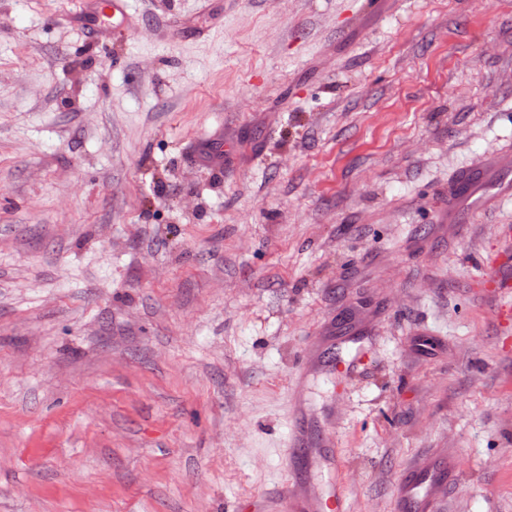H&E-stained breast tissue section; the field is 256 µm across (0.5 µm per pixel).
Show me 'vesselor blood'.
<instances>
[{
  "label": "vessel or blood",
  "instance_id": "1",
  "mask_svg": "<svg viewBox=\"0 0 512 512\" xmlns=\"http://www.w3.org/2000/svg\"><path fill=\"white\" fill-rule=\"evenodd\" d=\"M128 0H84L78 14L88 29L103 32L111 29L115 19L124 18ZM474 200L484 206L494 199H512V153L501 152L497 172L479 163L457 173L448 183V218L458 221V208L463 201ZM486 282L494 288L499 319L512 318V257L491 258ZM296 492L290 497V512H320L321 500L303 491L305 476L294 469ZM459 477L455 458L449 455L429 456L421 465L403 472L398 484L396 512H437V491L453 486Z\"/></svg>",
  "mask_w": 512,
  "mask_h": 512
}]
</instances>
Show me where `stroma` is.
Instances as JSON below:
<instances>
[{
	"instance_id": "35a3bbf8",
	"label": "stroma",
	"mask_w": 512,
	"mask_h": 512,
	"mask_svg": "<svg viewBox=\"0 0 512 512\" xmlns=\"http://www.w3.org/2000/svg\"><path fill=\"white\" fill-rule=\"evenodd\" d=\"M78 9L0 0V512H250L299 420L349 512L434 452L441 512H512V200L444 221L512 148V0ZM127 5V0L83 1L78 20L90 30L104 32L114 27V18L123 20ZM488 275L486 283L490 288H496L494 300L497 305L498 318L510 320L512 318V258L511 255H502L491 258L487 262Z\"/></svg>"
}]
</instances>
